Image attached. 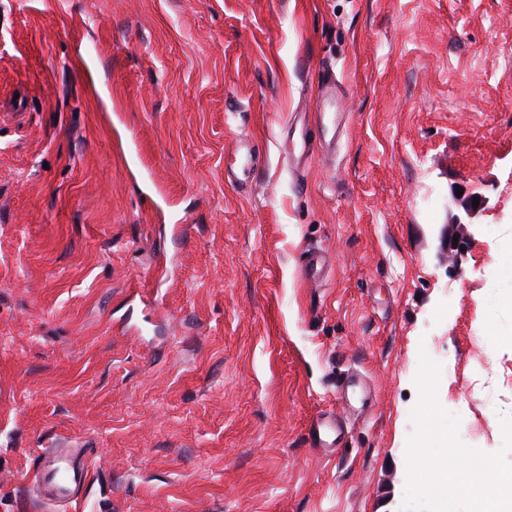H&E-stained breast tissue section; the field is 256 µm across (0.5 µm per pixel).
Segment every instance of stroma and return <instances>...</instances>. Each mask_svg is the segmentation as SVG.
Listing matches in <instances>:
<instances>
[{"mask_svg":"<svg viewBox=\"0 0 512 512\" xmlns=\"http://www.w3.org/2000/svg\"><path fill=\"white\" fill-rule=\"evenodd\" d=\"M511 240L512 0H0V512H433L435 441L495 485ZM60 462L64 465V469L57 470L53 474L38 471L30 479L39 483L41 480L48 481L55 486L58 493L67 501L78 500L79 495L74 492V488L80 482L81 477L85 478L86 476L88 459L86 457L82 458V470L68 468L70 466V459L67 456L61 458Z\"/></svg>","mask_w":512,"mask_h":512,"instance_id":"35a3bbf8","label":"stroma"}]
</instances>
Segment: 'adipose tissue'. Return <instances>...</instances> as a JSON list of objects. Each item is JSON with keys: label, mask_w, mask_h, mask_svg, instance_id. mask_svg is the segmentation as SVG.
I'll return each instance as SVG.
<instances>
[{"label": "adipose tissue", "mask_w": 512, "mask_h": 512, "mask_svg": "<svg viewBox=\"0 0 512 512\" xmlns=\"http://www.w3.org/2000/svg\"><path fill=\"white\" fill-rule=\"evenodd\" d=\"M453 487L458 499L469 502L472 512H512V471L503 473L494 489H487L479 478V465L471 457H463L456 471L437 467L426 469L418 491L425 496L438 495L441 488Z\"/></svg>", "instance_id": "ef3b65f1"}]
</instances>
